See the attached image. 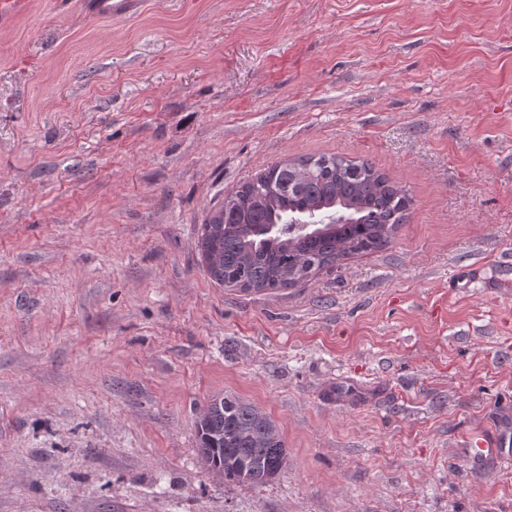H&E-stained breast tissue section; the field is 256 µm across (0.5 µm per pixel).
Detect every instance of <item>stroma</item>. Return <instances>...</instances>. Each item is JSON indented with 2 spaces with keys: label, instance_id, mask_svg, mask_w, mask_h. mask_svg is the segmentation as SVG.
<instances>
[{
  "label": "stroma",
  "instance_id": "obj_1",
  "mask_svg": "<svg viewBox=\"0 0 512 512\" xmlns=\"http://www.w3.org/2000/svg\"><path fill=\"white\" fill-rule=\"evenodd\" d=\"M138 2L0 26V512H512L460 452L512 407V0ZM323 153L408 190L390 246L214 284L210 210ZM222 392L264 485L196 458ZM197 458L224 483L257 486L269 482L268 472H281L288 452L272 418L253 404L232 395L211 397L196 421ZM243 468L252 472L240 480Z\"/></svg>",
  "mask_w": 512,
  "mask_h": 512
}]
</instances>
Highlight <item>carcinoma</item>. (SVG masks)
<instances>
[{"mask_svg": "<svg viewBox=\"0 0 512 512\" xmlns=\"http://www.w3.org/2000/svg\"><path fill=\"white\" fill-rule=\"evenodd\" d=\"M412 204L405 187L367 161L318 155L275 163L245 180L212 209L197 249L210 278L241 292L273 293L309 281L318 270L389 244ZM308 219V233L285 230ZM197 458L226 483L268 482L288 452L272 418L236 396L211 397L196 421Z\"/></svg>", "mask_w": 512, "mask_h": 512, "instance_id": "1", "label": "carcinoma"}]
</instances>
